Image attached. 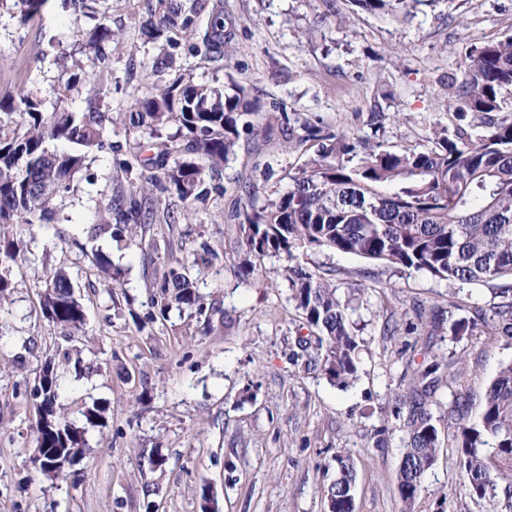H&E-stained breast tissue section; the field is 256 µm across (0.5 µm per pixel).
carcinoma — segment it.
<instances>
[{"mask_svg": "<svg viewBox=\"0 0 512 512\" xmlns=\"http://www.w3.org/2000/svg\"><path fill=\"white\" fill-rule=\"evenodd\" d=\"M99 0H62L74 24L96 17ZM369 13L404 10L409 0H353ZM146 43L177 45L176 36L193 40L191 50L208 61L229 55L233 30L225 29L224 0H144ZM114 41L106 18L88 33L84 50L93 67L108 68L106 45ZM448 110L472 114V122L453 131L434 127L424 149L391 151L379 142L305 127L297 146L305 159L288 191L257 204V191L242 207L237 224L245 258L241 273L254 274L257 262L280 256L295 264L285 268L294 308L316 333L315 354L330 381L347 387L358 377L363 340L355 334L349 310L353 298L341 299L327 273L311 269L299 256L328 249L425 272L442 280L491 284L512 276V35L486 42L467 63ZM19 112L22 122L10 130L0 121V267L24 254V241L8 229L24 224H52L55 202L72 190L77 173L88 169L91 154L107 153L116 162L120 184L113 199L96 204L93 238H135L153 225L171 227L177 219L166 195L183 204L184 223L195 205L211 193L223 194L217 174L236 153L242 134L255 135L261 113L249 91L234 82L226 90L181 75L147 91L130 110L112 116L97 106L72 112L65 102L46 112L40 99L22 94L0 111ZM121 122L125 144H112L108 126ZM65 142L70 151L57 149ZM155 149L150 163L134 166L145 147ZM219 253L203 240L187 250L186 261L155 270L150 304L165 321L173 310L191 311L208 329L215 307L199 293L191 270L208 265ZM102 285L110 293L123 287L121 271L103 255L95 256ZM43 317L64 336L83 329L86 313L68 271L54 268L41 280ZM492 316L481 309L457 318L448 305V328L459 338L482 325L494 336L512 337V288H500ZM455 396L460 464L470 494L484 498L503 487L512 499V361L489 384L474 421L470 402L459 394L462 371L453 354L413 375L408 440L398 468V492L411 509L425 473L440 447L439 431L426 409V398L441 367ZM60 375L54 360L45 361L29 394L35 401L36 447L32 463L58 479L61 465L84 454L86 427L106 426V406L93 401L79 410L78 426L58 407ZM336 478L321 489L328 512H353L355 468L350 455L335 456Z\"/></svg>", "mask_w": 512, "mask_h": 512, "instance_id": "obj_1", "label": "carcinoma"}]
</instances>
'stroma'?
I'll return each instance as SVG.
<instances>
[{
  "mask_svg": "<svg viewBox=\"0 0 512 512\" xmlns=\"http://www.w3.org/2000/svg\"><path fill=\"white\" fill-rule=\"evenodd\" d=\"M120 38L102 79L69 82L62 56L85 61L83 20L74 28L60 0L20 22L10 0L0 5V100L30 92L52 106L60 88L75 112L99 104L113 113L150 87L190 72L199 81L233 79L272 120L270 136L245 135L221 174L223 194L196 206L192 225H174L165 261H183L186 232L202 233L220 257L197 270L198 287L217 312L211 331L171 314L138 328L151 310V266L129 240L90 239L97 202L117 187L110 155H97L95 184L77 175L57 205L65 238L36 226L23 229L25 256L13 267L14 289L0 298V512H201L200 488L212 490V512H325L321 489L336 476L334 457L348 453L356 468L355 512H401L397 470L405 446V394L414 368L456 352L462 389L480 405L512 344L482 332L456 340L443 318L449 302L491 310L496 285L448 282L422 272L331 250L308 253L309 266L330 272L341 295L355 294L350 319L365 346L358 379L331 384L301 340L314 334L288 299L285 258L261 263L263 280L237 275L243 257L236 212L249 191L258 198L285 192L300 164L288 138L309 125L382 143L421 149L435 125L454 127L445 105L460 66L482 43L512 34V0H416L408 12L372 15L350 0H224L235 23L228 58L196 56L192 41L144 43L142 0H99ZM172 53V68L158 61ZM289 123H281V114ZM125 270V288L109 296L94 250ZM65 267L87 321L72 338L43 318L37 284L44 271ZM68 350L60 368L59 404L77 418L82 403L107 405V425L87 433L85 453L64 480L36 471L35 409L26 387L46 356ZM453 397L439 382L428 400L442 439L425 474L414 512H512L504 494L470 496L455 440L448 437ZM166 463L154 469L153 453Z\"/></svg>",
  "mask_w": 512,
  "mask_h": 512,
  "instance_id": "35a3bbf8",
  "label": "stroma"
}]
</instances>
